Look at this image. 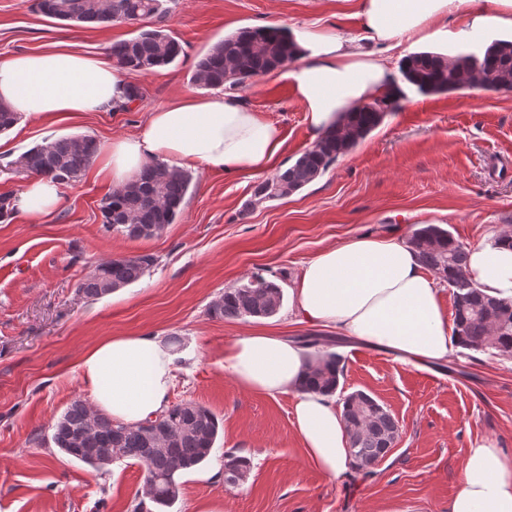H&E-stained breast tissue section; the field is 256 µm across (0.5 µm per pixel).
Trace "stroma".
I'll return each mask as SVG.
<instances>
[{"label": "stroma", "mask_w": 512, "mask_h": 512, "mask_svg": "<svg viewBox=\"0 0 512 512\" xmlns=\"http://www.w3.org/2000/svg\"><path fill=\"white\" fill-rule=\"evenodd\" d=\"M315 22L361 30L336 0H178L165 25L183 55L152 74L131 73L141 98L128 110L28 120L1 133L0 192L23 188L27 176L14 163L44 142L86 135L106 144L137 133L153 109L195 92L198 56L224 35ZM134 34L129 25L60 24L28 0H0V58L53 44L104 55ZM403 91L399 109L351 153L283 199L248 207L256 178L195 168L177 222L129 239L105 231L99 206L111 187L89 169L63 187L53 215L0 222V512H132L144 489L142 465L116 461L96 471L51 439L68 404L88 395L81 352L113 335L180 337L184 357L170 399L203 404L219 420L209 459L179 476L181 493L163 512H193L204 499L223 502L224 512H448L470 448L490 439L512 453V358L456 350L416 368L396 353L324 333L325 349L342 358L344 393L370 394L400 427L370 474L350 469L336 480L308 461L294 431L293 394L253 393L224 371V345L234 337L308 333L290 313L292 290L328 246L362 234L406 239L421 224L439 225L468 247L512 232V91ZM239 93L280 127L285 163L311 147L304 109L280 73ZM141 253L157 264L139 281L94 301L77 293L96 263ZM253 277L281 287L276 315H209L224 289ZM230 452L251 459L247 480L231 488L223 478L204 479Z\"/></svg>", "instance_id": "35a3bbf8"}]
</instances>
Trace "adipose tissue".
Wrapping results in <instances>:
<instances>
[{
    "label": "adipose tissue",
    "mask_w": 512,
    "mask_h": 512,
    "mask_svg": "<svg viewBox=\"0 0 512 512\" xmlns=\"http://www.w3.org/2000/svg\"><path fill=\"white\" fill-rule=\"evenodd\" d=\"M361 19V35L303 27L292 31L298 58L287 71L304 107L312 139L340 125L348 112L392 93L395 47L447 45L448 19H469L472 31L512 29V0H339ZM132 84L110 58L50 47L0 61V104L26 120L62 114L122 111ZM281 130L239 95L189 94L150 112L132 136L112 140L95 155L99 173L126 185L150 161L177 168L212 167L228 174L276 171ZM59 183L33 177L14 195V211L41 216L60 202ZM467 277L485 294L512 298V247L492 239L470 249ZM297 321L402 355L419 367L444 360L454 338L440 306L435 278L416 252L394 236L360 235L323 249L294 290ZM176 356L157 336H115L89 347L79 372L96 409L135 424L167 408ZM317 356L279 333L241 336L224 349V370L243 388L268 397L296 394V434L325 476L347 470V431L332 397L301 390ZM448 512H512V456L493 441L470 448Z\"/></svg>",
    "instance_id": "obj_1"
}]
</instances>
